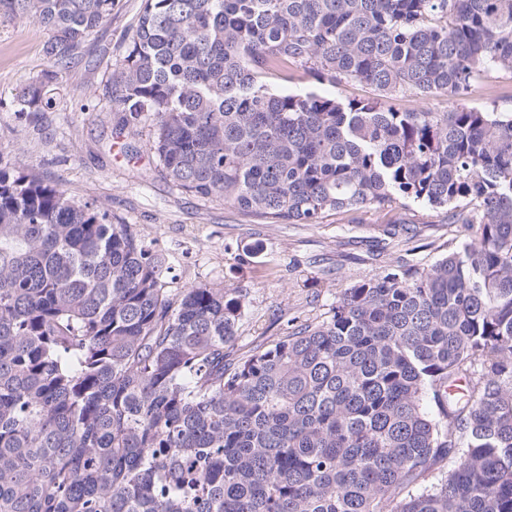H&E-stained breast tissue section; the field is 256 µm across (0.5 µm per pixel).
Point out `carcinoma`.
<instances>
[{
    "label": "carcinoma",
    "instance_id": "cac0c4a2",
    "mask_svg": "<svg viewBox=\"0 0 512 512\" xmlns=\"http://www.w3.org/2000/svg\"><path fill=\"white\" fill-rule=\"evenodd\" d=\"M115 6L0 0V21L70 67ZM292 67L374 97L272 91ZM502 72L512 0H143L103 97L123 129L151 119L173 186L266 224L411 202L471 239L231 359L245 295L170 293L132 225L0 164V512H512V112L460 103ZM426 102L427 103L425 104L417 97L410 94H401L397 98L396 104L400 110H413L417 109L421 105H427L428 107L438 111L448 110V107L452 105V101L448 100V97L445 96L432 97Z\"/></svg>",
    "mask_w": 512,
    "mask_h": 512
}]
</instances>
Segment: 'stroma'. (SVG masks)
Wrapping results in <instances>:
<instances>
[{"instance_id":"stroma-1","label":"stroma","mask_w":512,"mask_h":512,"mask_svg":"<svg viewBox=\"0 0 512 512\" xmlns=\"http://www.w3.org/2000/svg\"><path fill=\"white\" fill-rule=\"evenodd\" d=\"M142 0H117L112 22L89 43L78 66H55L45 54L49 33L36 23H0V161L22 159L75 200L96 202L113 224H130L162 254L164 279L178 290L191 284L236 288L246 296L234 354L321 321L345 288L375 278L406 260L433 265L463 240V225L443 211L411 205L421 232L411 246L383 240L385 215L362 209L331 213L318 224H264L235 209L178 190L156 169L141 135L117 130L119 113L102 96L112 63L124 55ZM54 70L43 93L53 110L34 124L8 107L17 92ZM275 91L314 90L329 97L368 99L359 83L318 82L294 69L273 79ZM467 107L512 110V76L492 75L465 98Z\"/></svg>"}]
</instances>
